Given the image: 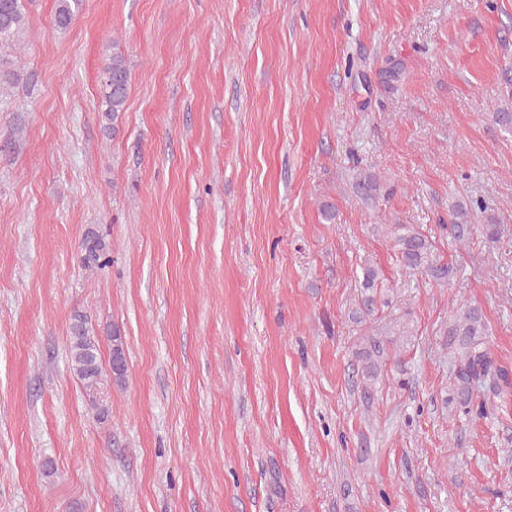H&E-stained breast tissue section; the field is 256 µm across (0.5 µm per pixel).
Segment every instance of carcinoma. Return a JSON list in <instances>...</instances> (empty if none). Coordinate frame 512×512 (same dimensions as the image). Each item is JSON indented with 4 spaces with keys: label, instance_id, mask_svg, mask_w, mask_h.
Returning <instances> with one entry per match:
<instances>
[{
    "label": "carcinoma",
    "instance_id": "1",
    "mask_svg": "<svg viewBox=\"0 0 512 512\" xmlns=\"http://www.w3.org/2000/svg\"><path fill=\"white\" fill-rule=\"evenodd\" d=\"M80 0H58L55 24L68 28L75 19L74 6ZM27 23L24 0H0V46L7 44L22 31ZM101 112L108 120H116L125 111L130 89V73L125 53L116 42L112 43V56L102 73ZM486 211L482 200L458 203L451 208V221L440 225L454 241L468 243L474 225L468 223L471 212ZM388 233L394 241L399 261L408 271H419L435 282L447 283L453 277L454 268L440 260L434 242L413 225L392 224ZM111 245L94 228H88L81 241V264L86 269H103L111 262ZM378 275L375 269H364L359 283L360 306L371 311L376 304ZM444 347L457 353V368L449 385L448 401L465 415L482 417L486 414L485 403L476 401L475 392L483 385L485 377L498 372L486 340V323L480 308L459 305L450 310L449 322L443 332ZM413 337L409 322L401 316L392 320L390 331L362 337L363 347L356 352L362 362V379L365 388L375 385L382 371V363L388 355V345L409 341ZM111 349L108 361H103L99 338L88 316L75 312L71 319L69 336V363L73 374L81 383L97 410V418L105 420L109 408L102 403V382L108 376L118 386L126 382L128 365L125 348L119 330L108 336Z\"/></svg>",
    "mask_w": 512,
    "mask_h": 512
}]
</instances>
